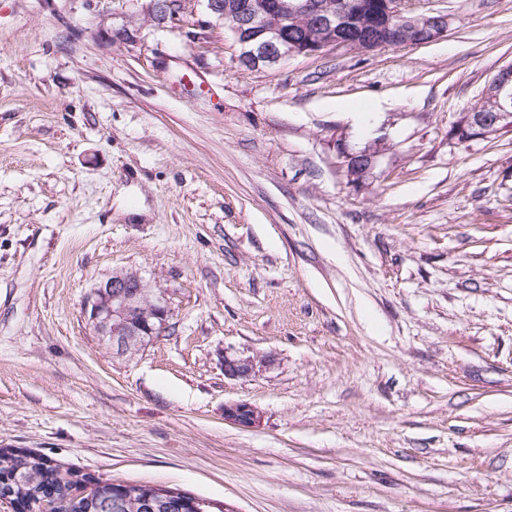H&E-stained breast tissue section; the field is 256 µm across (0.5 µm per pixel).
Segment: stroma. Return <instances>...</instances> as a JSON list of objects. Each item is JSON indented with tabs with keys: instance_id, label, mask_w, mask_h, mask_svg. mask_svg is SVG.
Segmentation results:
<instances>
[{
	"instance_id": "stroma-1",
	"label": "stroma",
	"mask_w": 512,
	"mask_h": 512,
	"mask_svg": "<svg viewBox=\"0 0 512 512\" xmlns=\"http://www.w3.org/2000/svg\"><path fill=\"white\" fill-rule=\"evenodd\" d=\"M416 8L447 36L251 71L204 0H0V448L232 512H512V134L448 135L512 0ZM119 270L172 312L132 358L84 312ZM142 10L144 14L157 23L176 19L185 12L193 0H145ZM350 167L348 176L352 182H363L372 175L374 169V155L364 152L363 155H350L347 159V167ZM256 367L255 359L250 356H243L237 353L225 351L224 353V376L229 379H247ZM262 412L247 402H233L224 406V420L242 428H257L262 422Z\"/></svg>"
}]
</instances>
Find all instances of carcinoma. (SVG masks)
<instances>
[{
	"label": "carcinoma",
	"mask_w": 512,
	"mask_h": 512,
	"mask_svg": "<svg viewBox=\"0 0 512 512\" xmlns=\"http://www.w3.org/2000/svg\"><path fill=\"white\" fill-rule=\"evenodd\" d=\"M16 474V479L3 486L10 498L20 501L28 512H44L43 504L52 505V512H104L100 496L94 489L75 498L67 495L79 482V470L65 467L55 460L38 453L6 454L0 448V472ZM176 495L180 503L167 507L159 504L157 512H193L190 500L194 495L177 488L134 482L121 487L120 496L125 500L122 512H140L139 503L145 497L163 498Z\"/></svg>",
	"instance_id": "1"
}]
</instances>
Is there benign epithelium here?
I'll return each instance as SVG.
<instances>
[{"label":"benign epithelium","mask_w":512,"mask_h":512,"mask_svg":"<svg viewBox=\"0 0 512 512\" xmlns=\"http://www.w3.org/2000/svg\"><path fill=\"white\" fill-rule=\"evenodd\" d=\"M194 0H145L144 14L158 23L176 19ZM207 10L224 21L237 47L239 65L250 70L271 68L282 59L316 55L336 48L368 52L385 48L422 46L448 34L450 18L441 11L419 12L416 0H382L381 15L370 35L359 40L344 31L345 17L327 0H205ZM300 18L306 27L299 33L288 29V21ZM512 90V67L506 66L488 84L480 105L464 113L456 130L464 139H493L512 132V112L501 109L488 118L484 106L500 100ZM351 181L372 175L374 155L365 152L347 159ZM90 328L112 343L120 355L134 356L148 340L162 334L171 316L167 301L153 297L137 271L115 272L95 285L84 303ZM255 359L224 352V377L247 379ZM224 421L242 428H257L262 412L247 402L224 405Z\"/></svg>","instance_id":"benign-epithelium-1"}]
</instances>
